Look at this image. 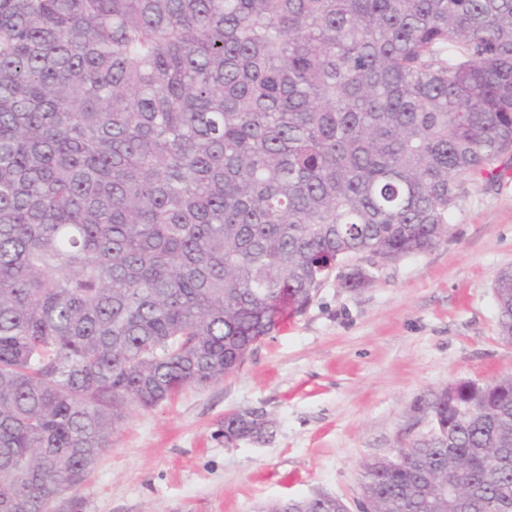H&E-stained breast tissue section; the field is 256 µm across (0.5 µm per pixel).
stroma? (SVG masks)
Returning a JSON list of instances; mask_svg holds the SVG:
<instances>
[{"label": "stroma", "instance_id": "1", "mask_svg": "<svg viewBox=\"0 0 512 512\" xmlns=\"http://www.w3.org/2000/svg\"><path fill=\"white\" fill-rule=\"evenodd\" d=\"M507 267L512 182L470 185L447 239L363 287L329 279L238 371L131 412L59 512H265L319 492L354 503L364 461L428 431L434 393L512 375L493 293ZM251 411L270 434L226 442L225 414Z\"/></svg>", "mask_w": 512, "mask_h": 512}]
</instances>
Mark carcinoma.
<instances>
[{"label": "carcinoma", "mask_w": 512, "mask_h": 512, "mask_svg": "<svg viewBox=\"0 0 512 512\" xmlns=\"http://www.w3.org/2000/svg\"><path fill=\"white\" fill-rule=\"evenodd\" d=\"M510 151L512 0H0V512H55L353 257L438 244ZM457 402L363 464L378 512H512V375Z\"/></svg>", "instance_id": "1"}]
</instances>
